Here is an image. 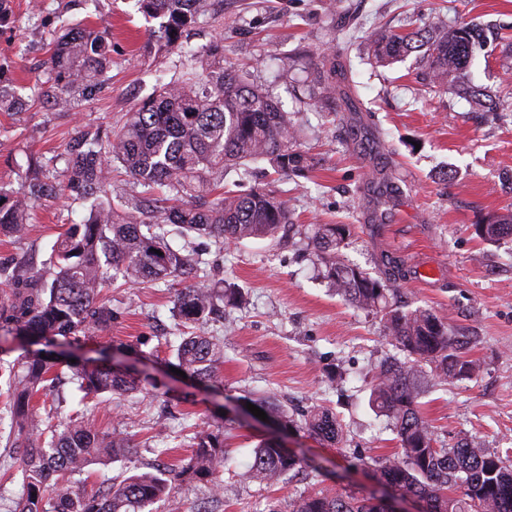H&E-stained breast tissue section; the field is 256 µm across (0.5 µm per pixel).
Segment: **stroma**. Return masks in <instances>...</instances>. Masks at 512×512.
Masks as SVG:
<instances>
[{
	"instance_id": "stroma-1",
	"label": "stroma",
	"mask_w": 512,
	"mask_h": 512,
	"mask_svg": "<svg viewBox=\"0 0 512 512\" xmlns=\"http://www.w3.org/2000/svg\"><path fill=\"white\" fill-rule=\"evenodd\" d=\"M12 6L11 23L0 28V79L25 96L62 29L104 22L112 33V83L99 101L73 112L36 103L25 112H0V186L16 188L29 161L46 166L63 153L74 125H121L158 77L181 71L183 58L158 48L137 0ZM214 10L213 19L190 31L188 47L220 42L225 61L291 111L296 148L316 160L312 171L288 180L253 164L245 185L278 192L296 224L350 225L341 249L346 263L375 273L384 256L402 260V300L445 317L478 366L469 380L425 375L418 397L424 418L438 444L450 448L473 437L512 465V238L487 243L476 233L477 225L512 210V47L499 44L467 72L495 94V115L473 111L426 80L417 54L382 67L370 50L378 28L408 32L439 16L451 26L501 22L511 38L512 0H216ZM330 50L339 52L346 76L327 99L313 68ZM446 170L452 182L442 181ZM79 217L69 196L39 202L24 235L0 237V261L27 274L45 270L52 243ZM209 250L212 286L232 283L242 292L239 306L225 307L203 327L224 342L216 386L171 370L180 336L172 290L119 281L106 293L111 328L70 348L85 361L114 354L153 387L87 399L65 378L35 395L40 417L53 423L79 416L98 432L124 431L137 442L135 455L89 466L81 483L91 492L112 476L184 465L191 454L186 441L207 430L221 434L228 451L221 490L189 478L152 512H291L299 495L325 488L382 494L373 461L394 453L398 442L369 403L376 367L396 353L380 315L335 294L312 246L294 232ZM267 396L297 415L324 406L343 428L336 446L288 428L289 450L312 465L271 490L245 477L256 444L274 432L271 421L249 410Z\"/></svg>"
}]
</instances>
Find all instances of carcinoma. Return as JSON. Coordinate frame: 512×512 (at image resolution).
Masks as SVG:
<instances>
[{"mask_svg":"<svg viewBox=\"0 0 512 512\" xmlns=\"http://www.w3.org/2000/svg\"><path fill=\"white\" fill-rule=\"evenodd\" d=\"M140 11L159 20L152 37L161 48L182 47V38L201 19L213 16L212 0H138ZM501 39L499 29L484 24L450 26L442 21L415 31L383 30L373 54L382 66L417 52L432 81L470 98L482 112L500 105L484 89L460 80L475 51ZM35 100L48 110L62 111L90 103L109 84L112 34L106 25L72 27L53 39ZM185 71L159 84L140 106L115 128H73L63 160L67 184L28 168L17 190L0 187V235L19 236L29 212L39 201L67 191L85 207L83 220L71 225L51 246L49 272L19 278L0 267V279L12 285L11 314L4 333L28 346L22 371L9 376L12 394L6 446L19 453L24 491L15 512H143L164 498L190 473L218 491L224 469V442L212 433L192 438V455L177 470L141 472L120 482L108 478L87 494L71 477L101 461L130 456L137 444L122 432L103 435L84 420L71 418L45 437L38 429L32 398L61 361L55 347L70 338L103 332L112 324V308L103 292L114 280L177 286L173 312L180 322L200 327L218 311V302L235 295L226 286L217 292L208 284L204 252L177 247L173 237L193 235L219 244L247 238H274L293 227L286 203L273 191L246 189L232 196L212 197L224 178L241 175V166L267 162L276 173L302 175L313 159L295 149L297 131L290 112L262 87L249 83L239 69L224 63L213 42L185 56ZM336 64L320 68L315 81L329 98L336 94ZM29 100L0 80V112H24ZM119 165L144 188L165 189L158 199L112 200V167ZM347 228L318 224L308 236L326 278L336 292L355 306L382 314L384 330L405 354L385 358L373 381L370 402L396 432L399 448L374 461L385 483L424 501L428 512H512V467L473 439L453 448L437 447L432 426L421 415L418 396L424 363L440 381L470 379L475 363L465 342L453 335L448 321L426 308L409 309L389 297L402 276L398 263L386 258L377 276L345 263L340 257ZM479 235L493 242L512 236V212L482 224ZM176 366L190 378L218 379L224 345L216 336L191 333L175 349ZM73 379L88 396L138 391L139 381L102 362L73 366ZM260 407L277 424L289 428L295 419L280 405L265 400ZM307 432L336 444L342 426L336 415L315 407L304 418ZM301 461L266 439L254 450L248 478L272 487ZM292 512H385L371 498L321 490L303 495Z\"/></svg>","mask_w":512,"mask_h":512,"instance_id":"obj_1","label":"carcinoma"}]
</instances>
